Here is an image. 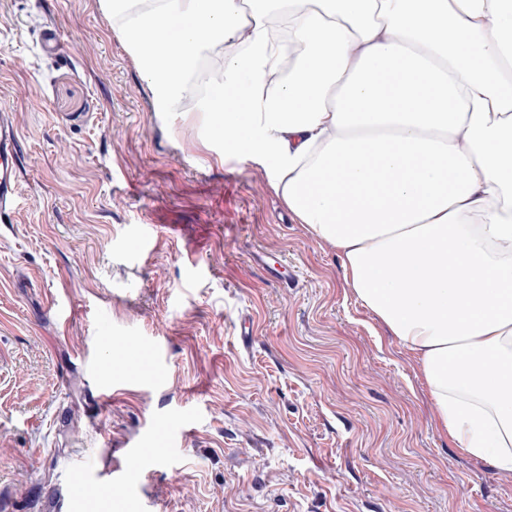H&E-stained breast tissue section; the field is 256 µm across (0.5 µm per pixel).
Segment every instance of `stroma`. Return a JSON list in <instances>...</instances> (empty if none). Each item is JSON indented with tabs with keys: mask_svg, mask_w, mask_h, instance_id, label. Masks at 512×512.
Here are the masks:
<instances>
[{
	"mask_svg": "<svg viewBox=\"0 0 512 512\" xmlns=\"http://www.w3.org/2000/svg\"><path fill=\"white\" fill-rule=\"evenodd\" d=\"M203 104L155 111L99 0H0L20 193L0 220V512H44L173 423L112 512H512V474L433 426L409 353L271 162L209 150Z\"/></svg>",
	"mask_w": 512,
	"mask_h": 512,
	"instance_id": "obj_1",
	"label": "stroma"
}]
</instances>
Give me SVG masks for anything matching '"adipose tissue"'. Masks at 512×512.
I'll return each mask as SVG.
<instances>
[{
    "label": "adipose tissue",
    "mask_w": 512,
    "mask_h": 512,
    "mask_svg": "<svg viewBox=\"0 0 512 512\" xmlns=\"http://www.w3.org/2000/svg\"><path fill=\"white\" fill-rule=\"evenodd\" d=\"M131 2L104 18L159 111L224 48L202 120L273 160L272 190L416 360L435 426L511 473L512 0Z\"/></svg>",
    "instance_id": "1"
}]
</instances>
